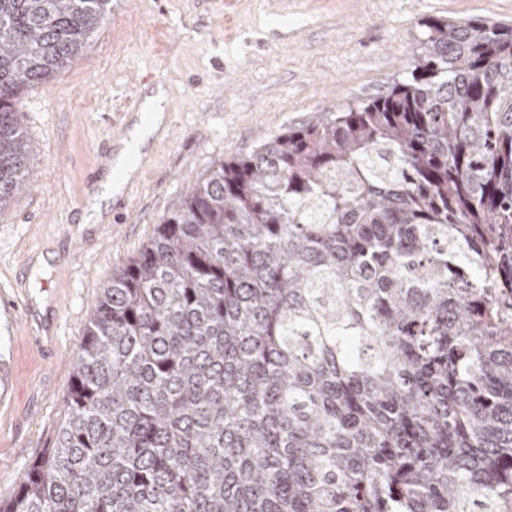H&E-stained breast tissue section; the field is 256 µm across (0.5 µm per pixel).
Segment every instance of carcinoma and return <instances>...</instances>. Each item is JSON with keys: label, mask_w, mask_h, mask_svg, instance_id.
<instances>
[{"label": "carcinoma", "mask_w": 512, "mask_h": 512, "mask_svg": "<svg viewBox=\"0 0 512 512\" xmlns=\"http://www.w3.org/2000/svg\"><path fill=\"white\" fill-rule=\"evenodd\" d=\"M112 0H0L14 101ZM212 165L103 288L67 416L0 512H512V25Z\"/></svg>", "instance_id": "cac0c4a2"}]
</instances>
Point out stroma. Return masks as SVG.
<instances>
[{"label":"stroma","mask_w":512,"mask_h":512,"mask_svg":"<svg viewBox=\"0 0 512 512\" xmlns=\"http://www.w3.org/2000/svg\"><path fill=\"white\" fill-rule=\"evenodd\" d=\"M432 17L512 24V0H112L83 50L16 99L36 182L0 209V494L53 446L84 326L162 216L213 163L403 76ZM156 78L166 133L99 209L87 184Z\"/></svg>","instance_id":"35a3bbf8"}]
</instances>
